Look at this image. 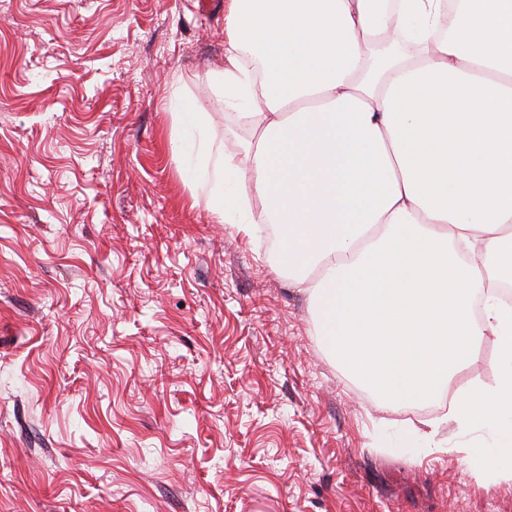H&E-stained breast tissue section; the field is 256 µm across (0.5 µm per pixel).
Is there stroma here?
<instances>
[{
    "instance_id": "1",
    "label": "stroma",
    "mask_w": 512,
    "mask_h": 512,
    "mask_svg": "<svg viewBox=\"0 0 512 512\" xmlns=\"http://www.w3.org/2000/svg\"><path fill=\"white\" fill-rule=\"evenodd\" d=\"M228 0H0V512H512L447 397L382 410L316 333L279 226L217 223ZM485 338L453 389L494 384ZM437 423L428 439L409 426Z\"/></svg>"
}]
</instances>
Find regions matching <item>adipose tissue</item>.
Masks as SVG:
<instances>
[{"mask_svg":"<svg viewBox=\"0 0 512 512\" xmlns=\"http://www.w3.org/2000/svg\"><path fill=\"white\" fill-rule=\"evenodd\" d=\"M228 0L224 106L259 129L247 168L221 159L181 101L191 181L218 223L283 228L282 267L317 271V333L385 407L422 405L493 337L494 385L449 393L482 426L473 473L512 479V0ZM368 42L382 43L366 55Z\"/></svg>","mask_w":512,"mask_h":512,"instance_id":"adipose-tissue-1","label":"adipose tissue"}]
</instances>
